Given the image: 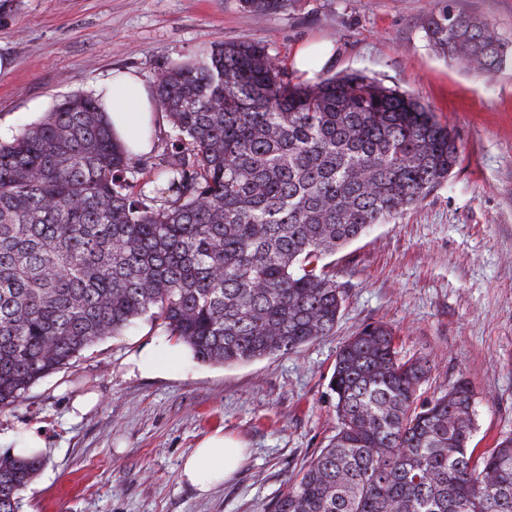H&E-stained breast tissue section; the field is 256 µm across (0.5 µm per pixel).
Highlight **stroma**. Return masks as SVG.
Here are the masks:
<instances>
[{
	"instance_id": "stroma-1",
	"label": "stroma",
	"mask_w": 512,
	"mask_h": 512,
	"mask_svg": "<svg viewBox=\"0 0 512 512\" xmlns=\"http://www.w3.org/2000/svg\"><path fill=\"white\" fill-rule=\"evenodd\" d=\"M512 39V0H292L247 13L239 0H0V139L61 96L127 69L154 88L170 61L217 41H260L285 67L307 45L332 48L331 72L399 86L452 127L462 160L398 223L378 224L329 257L344 291L334 330L299 351L234 365L177 363L170 377L126 358L168 335L142 323L85 351L0 414V434L40 425L50 451L18 512H272L289 479L336 432L328 397L336 353L382 322L400 356L427 360L420 400L469 382L478 451L512 436V66L484 78L438 55L424 25L447 7ZM99 400L81 418L72 404ZM238 439L233 479L199 494L186 457L214 432Z\"/></svg>"
}]
</instances>
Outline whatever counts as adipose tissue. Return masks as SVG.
<instances>
[{"label": "adipose tissue", "instance_id": "ef3b65f1", "mask_svg": "<svg viewBox=\"0 0 512 512\" xmlns=\"http://www.w3.org/2000/svg\"><path fill=\"white\" fill-rule=\"evenodd\" d=\"M98 91L115 137L132 152H149L155 109L140 77L129 71L115 72L99 84ZM241 460L240 444L215 433L200 441L185 459L182 478L205 492L211 483L229 478Z\"/></svg>", "mask_w": 512, "mask_h": 512}]
</instances>
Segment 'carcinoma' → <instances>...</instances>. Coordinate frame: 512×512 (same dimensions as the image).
<instances>
[{
	"label": "carcinoma",
	"mask_w": 512,
	"mask_h": 512,
	"mask_svg": "<svg viewBox=\"0 0 512 512\" xmlns=\"http://www.w3.org/2000/svg\"><path fill=\"white\" fill-rule=\"evenodd\" d=\"M271 13L290 0H241ZM431 48L479 76L512 40L448 8ZM156 155L117 143L92 92L0 141V411L138 320L203 363H247L327 335L344 291L324 260L448 182L456 135L412 96L358 72L294 79L258 42L173 61L155 88ZM428 372L370 323L336 354L338 428L274 512H512V438L474 457L464 380L418 402ZM41 458L0 455V512Z\"/></svg>",
	"instance_id": "carcinoma-1"
}]
</instances>
